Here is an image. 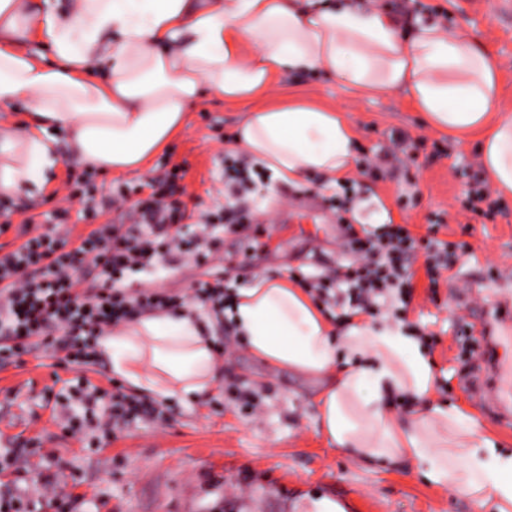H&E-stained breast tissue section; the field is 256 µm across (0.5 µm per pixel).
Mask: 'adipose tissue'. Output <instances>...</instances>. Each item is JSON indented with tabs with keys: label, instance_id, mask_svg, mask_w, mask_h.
Segmentation results:
<instances>
[{
	"label": "adipose tissue",
	"instance_id": "1",
	"mask_svg": "<svg viewBox=\"0 0 512 512\" xmlns=\"http://www.w3.org/2000/svg\"><path fill=\"white\" fill-rule=\"evenodd\" d=\"M43 41L50 61L29 54ZM97 67L103 80L86 79ZM317 72L373 93L407 90L436 129L479 134L494 188L512 197V116L495 110L498 73L471 39L434 24L402 36L381 12L349 0H0V104L23 103L28 128L0 126V196L41 188L60 157L101 173L141 169L186 123L202 87L232 103L264 92L280 71ZM237 145L282 180L346 175L350 123L335 110L294 103L250 110ZM231 319L252 354L328 378L318 430L364 459H411L433 483L512 512V453L479 434L464 412L434 405L400 422L391 396H427L434 374L402 326L355 319L343 333L290 280L241 289ZM113 373L159 399L198 400L214 386L212 338L195 309L135 318L99 343ZM463 457L449 456V436Z\"/></svg>",
	"mask_w": 512,
	"mask_h": 512
}]
</instances>
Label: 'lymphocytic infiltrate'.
I'll return each instance as SVG.
<instances>
[{"label":"lymphocytic infiltrate","instance_id":"obj_1","mask_svg":"<svg viewBox=\"0 0 512 512\" xmlns=\"http://www.w3.org/2000/svg\"><path fill=\"white\" fill-rule=\"evenodd\" d=\"M254 172L250 163L225 154L224 201L215 210L199 212L192 221L181 202L187 192L184 164L159 165L144 183L146 197L131 202L126 190H116L117 201L130 205L120 224L98 223L94 204L98 188L91 173L69 174L65 199L78 201L81 219L93 220L94 226L85 235L73 236L69 211L62 208L46 224L26 219L20 229L22 243L0 253V362L16 361L41 347L52 351L61 363L87 366L97 361L99 337L157 310L195 307L223 322L234 301L223 277L196 281L182 293L133 289L127 278L157 269L171 257L221 266L224 232L241 225L235 215L237 198L257 189ZM357 186L353 179L338 181L331 199L333 215L346 226L347 264L302 274L303 287L316 293L327 309L337 310L343 325L360 315L373 320L389 315L399 320L412 303L413 264L421 253L429 281L428 299L438 303L440 288L453 285L452 271L466 242L439 239L443 226L439 220L429 224L422 237L405 224L355 228L347 218L357 209ZM87 263L99 270L90 287L75 275L77 267ZM55 399L69 409L67 422L74 433L87 423L92 405L102 404L95 421L105 439L145 417L165 414L161 403L126 393L120 384L107 390L84 377L65 381Z\"/></svg>","mask_w":512,"mask_h":512}]
</instances>
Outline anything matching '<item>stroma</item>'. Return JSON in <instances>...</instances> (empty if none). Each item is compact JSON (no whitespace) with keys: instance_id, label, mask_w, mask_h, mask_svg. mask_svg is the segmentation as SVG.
Wrapping results in <instances>:
<instances>
[{"instance_id":"stroma-1","label":"stroma","mask_w":512,"mask_h":512,"mask_svg":"<svg viewBox=\"0 0 512 512\" xmlns=\"http://www.w3.org/2000/svg\"><path fill=\"white\" fill-rule=\"evenodd\" d=\"M448 11V32L474 39L493 59L499 73L500 112L512 115V14L502 0H425ZM302 100L340 112L355 129L357 154L389 147L399 134L423 139L424 145L402 159L392 173L360 177L363 201L357 218L366 225L387 221L412 225L425 234L435 212L446 222L439 237L466 240L470 246L453 269L455 285L442 289L439 303L426 298L427 278L415 262L417 288L407 319L429 325L441 342L429 360L436 387L429 401L471 415L488 437L512 452V424L499 420L492 395L481 390L468 397L464 384L477 369L458 362L454 330L458 319L512 296V197L505 198L508 217L467 220L462 210L465 174L479 161L478 141L444 134L427 124L405 91L369 93L353 89L324 73H283L252 102L229 103L210 89L189 106L186 125L165 149L173 162H187L190 194L183 202L195 209L208 189L220 188L221 159L234 147L237 127L250 110ZM77 162L62 159L44 188L11 197L12 227L0 235V247L20 243L17 226L28 217L43 219L61 207L70 210L74 235L87 233L79 203H65L56 193ZM323 175L302 183H279L260 204L244 201L253 215L250 227L224 236V281L247 288L262 277L306 273L320 265L343 264L346 256L336 229L318 228L312 217L327 206ZM473 224L462 235L463 224ZM213 267L193 263L136 274V281L181 292L207 278ZM220 377L251 393L260 404L259 419L237 412L221 387L202 400H164V418H147L99 445L88 430H66L65 410L51 411L46 400L64 380L81 375L106 385L112 368L106 359L75 369L47 352L23 355L0 364V441L33 440V453L0 472V483L25 475L28 497L39 500L43 480L60 490L84 495L99 512H315L320 500H334L336 487L348 492L352 512H495L475 496L429 481L410 460L363 461L327 443L317 429L316 379L269 365L238 342L218 356Z\"/></svg>"}]
</instances>
